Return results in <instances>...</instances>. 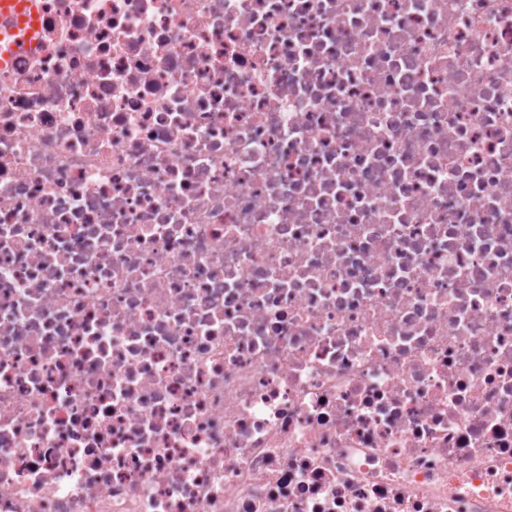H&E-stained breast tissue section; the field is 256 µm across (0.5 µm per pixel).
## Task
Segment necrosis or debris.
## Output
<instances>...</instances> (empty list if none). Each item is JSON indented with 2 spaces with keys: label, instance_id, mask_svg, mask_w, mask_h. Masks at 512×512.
I'll return each instance as SVG.
<instances>
[{
  "label": "necrosis or debris",
  "instance_id": "obj_1",
  "mask_svg": "<svg viewBox=\"0 0 512 512\" xmlns=\"http://www.w3.org/2000/svg\"><path fill=\"white\" fill-rule=\"evenodd\" d=\"M42 10L0 512H512V0Z\"/></svg>",
  "mask_w": 512,
  "mask_h": 512
}]
</instances>
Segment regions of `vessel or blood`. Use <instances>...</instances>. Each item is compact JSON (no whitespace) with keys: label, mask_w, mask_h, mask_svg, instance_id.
Segmentation results:
<instances>
[{"label":"vessel or blood","mask_w":512,"mask_h":512,"mask_svg":"<svg viewBox=\"0 0 512 512\" xmlns=\"http://www.w3.org/2000/svg\"><path fill=\"white\" fill-rule=\"evenodd\" d=\"M39 0H0V69L17 53L41 46Z\"/></svg>","instance_id":"vessel-or-blood-1"}]
</instances>
